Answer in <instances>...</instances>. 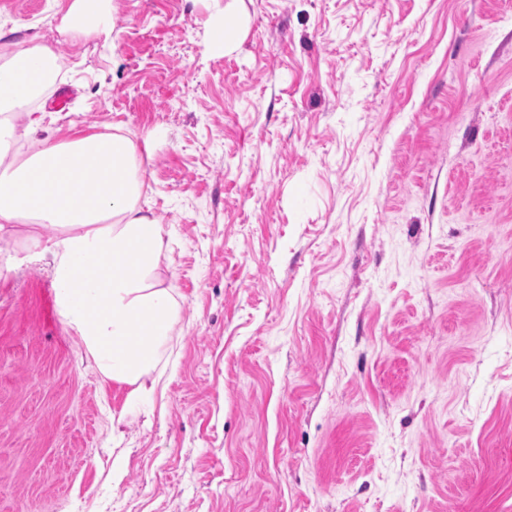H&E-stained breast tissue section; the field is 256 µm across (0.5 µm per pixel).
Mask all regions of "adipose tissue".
Wrapping results in <instances>:
<instances>
[{"instance_id": "ef3b65f1", "label": "adipose tissue", "mask_w": 512, "mask_h": 512, "mask_svg": "<svg viewBox=\"0 0 512 512\" xmlns=\"http://www.w3.org/2000/svg\"><path fill=\"white\" fill-rule=\"evenodd\" d=\"M60 27L117 41L114 19L87 15V0H51ZM56 53L0 42V242L50 254L58 312L102 379L127 399L154 395L159 351L180 317L161 267L166 231L141 201L138 145L121 132L40 137L31 102Z\"/></svg>"}]
</instances>
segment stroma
Masks as SVG:
<instances>
[{"label": "stroma", "mask_w": 512, "mask_h": 512, "mask_svg": "<svg viewBox=\"0 0 512 512\" xmlns=\"http://www.w3.org/2000/svg\"><path fill=\"white\" fill-rule=\"evenodd\" d=\"M92 2L115 46L0 27L44 136L146 141L175 368L127 403L0 247V512H512V0Z\"/></svg>", "instance_id": "1"}]
</instances>
